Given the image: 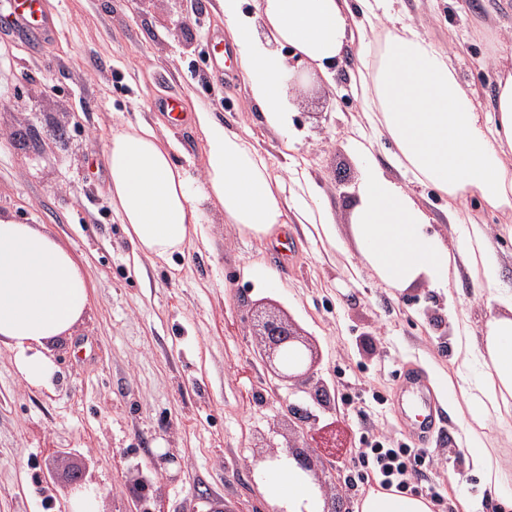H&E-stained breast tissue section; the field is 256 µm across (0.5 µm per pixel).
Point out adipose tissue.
<instances>
[{
    "instance_id": "adipose-tissue-1",
    "label": "adipose tissue",
    "mask_w": 512,
    "mask_h": 512,
    "mask_svg": "<svg viewBox=\"0 0 512 512\" xmlns=\"http://www.w3.org/2000/svg\"><path fill=\"white\" fill-rule=\"evenodd\" d=\"M218 0L224 30L235 49L242 79L269 128L290 130L294 105L287 94L288 56L327 71L348 43L370 45L358 73L371 137L354 142L360 165L351 226L359 263L389 287L418 282L448 285L447 245L426 233L427 216L414 195L388 178L375 158V138L396 146L394 165L433 188L449 205L477 198L496 210L512 209V45L498 42L497 71L489 111L460 82L446 51L409 23L377 28L388 17L385 0ZM268 35L259 38L258 26ZM193 122L204 141V189L195 196L187 170L177 165L155 129L146 123L113 133L106 151L108 191L137 255L168 259L180 252L203 222L204 202L217 201L224 221L266 240L289 222L312 225L328 243L335 220L320 201L308 170L288 168L274 177L263 151L205 108ZM461 258L480 273L479 286L498 310L481 335L455 318L452 337L459 394L470 415L466 438L471 464L489 491L512 480V465L477 440L512 413V292L485 226L467 227ZM91 301L83 268L50 233L0 218V344L11 348L26 385L53 388L52 345L71 336ZM486 374L471 378L473 362ZM264 491L287 512H322L314 485L294 462L260 469ZM355 512H431L427 500L372 491Z\"/></svg>"
}]
</instances>
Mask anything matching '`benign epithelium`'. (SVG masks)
<instances>
[{
  "mask_svg": "<svg viewBox=\"0 0 512 512\" xmlns=\"http://www.w3.org/2000/svg\"><path fill=\"white\" fill-rule=\"evenodd\" d=\"M255 327L260 336L259 355L262 361L274 369L277 377L291 383L292 389L306 393L321 405L326 402L327 389L322 385H311L314 378L315 360L308 341L297 331L295 325L284 316L256 315ZM315 429L302 431L281 455L293 460L309 474L315 469V461L307 437Z\"/></svg>",
  "mask_w": 512,
  "mask_h": 512,
  "instance_id": "1",
  "label": "benign epithelium"
}]
</instances>
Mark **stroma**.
<instances>
[{
  "mask_svg": "<svg viewBox=\"0 0 512 512\" xmlns=\"http://www.w3.org/2000/svg\"><path fill=\"white\" fill-rule=\"evenodd\" d=\"M60 17L42 42L0 34V217L55 235L82 261L91 304L69 342L52 346L58 382L25 385L0 344V512H71L69 475L84 471L101 488L99 512H274L246 464L285 446L301 431L289 404L308 409L329 433L347 429L351 449L316 440V473L347 512L379 479L362 460L373 437L411 449L407 495L430 499L433 512H512V483L482 492L467 461L470 415L448 405L452 371L448 314L456 306L474 333L488 317L478 273L449 272V289L420 282L397 291L357 260L350 216L359 168L351 152L367 121L352 87L358 47L329 73H307L296 94L301 140L284 156V139L261 121L234 56L215 80L204 49L224 36L217 0H48ZM436 46L455 52L462 83L488 105L494 70L489 33L512 29V14L483 0H396ZM175 94L187 112L202 105L265 152L274 174L289 161L306 166L323 191L340 239L332 248L289 225L291 250L225 223L204 204L205 234L170 261L133 260L107 192L105 150L113 132L145 121L172 157L204 178L203 139L156 106ZM425 230L456 250L468 225H487L512 287V211L470 202L457 217L432 189H415ZM250 266L271 269L278 287H259ZM283 312L312 344L315 381L329 398L292 395L257 354L255 307ZM420 374L435 409L422 436L399 408L408 373Z\"/></svg>",
  "mask_w": 512,
  "mask_h": 512,
  "instance_id": "stroma-1",
  "label": "stroma"
}]
</instances>
